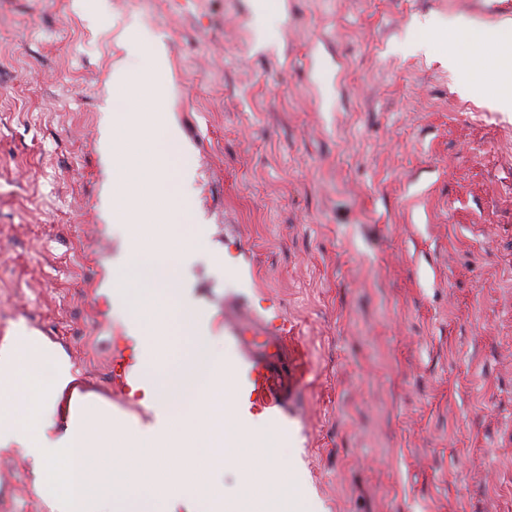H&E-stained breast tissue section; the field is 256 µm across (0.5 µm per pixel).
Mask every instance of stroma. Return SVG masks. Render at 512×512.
<instances>
[{"instance_id": "35a3bbf8", "label": "stroma", "mask_w": 512, "mask_h": 512, "mask_svg": "<svg viewBox=\"0 0 512 512\" xmlns=\"http://www.w3.org/2000/svg\"><path fill=\"white\" fill-rule=\"evenodd\" d=\"M451 19L512 0H0V340L26 328L113 425L152 423L114 385L135 326L100 138L165 52L169 176L207 243L184 288L229 366L240 306L302 350L287 416L235 414L304 512H512V90L472 77L512 44L422 48ZM32 484L0 452V512H53Z\"/></svg>"}]
</instances>
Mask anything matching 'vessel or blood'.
I'll return each mask as SVG.
<instances>
[{"label": "vessel or blood", "mask_w": 512, "mask_h": 512, "mask_svg": "<svg viewBox=\"0 0 512 512\" xmlns=\"http://www.w3.org/2000/svg\"><path fill=\"white\" fill-rule=\"evenodd\" d=\"M253 327L256 336L252 339L241 336L235 325L224 327L241 355L240 373L247 398L264 408L287 409L293 386L285 382L284 374L294 362L287 338L268 321L254 320Z\"/></svg>", "instance_id": "b4317fda"}]
</instances>
